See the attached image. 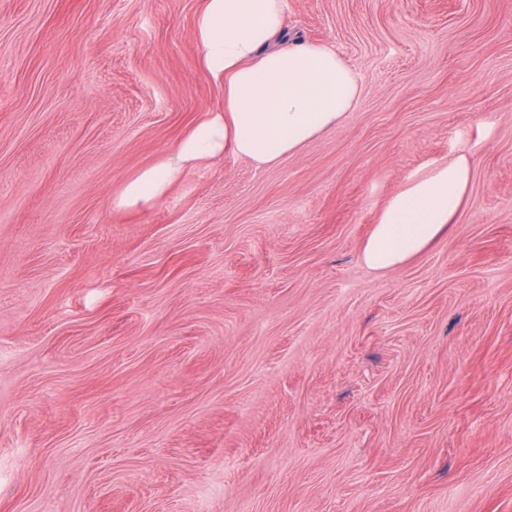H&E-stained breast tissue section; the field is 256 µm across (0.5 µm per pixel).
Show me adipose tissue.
<instances>
[{
  "mask_svg": "<svg viewBox=\"0 0 512 512\" xmlns=\"http://www.w3.org/2000/svg\"><path fill=\"white\" fill-rule=\"evenodd\" d=\"M286 7V0H204L195 23L198 63L223 85L224 108L205 113L169 156L128 182L115 207L154 204L183 171L227 156L274 165L352 110L359 79L334 46L273 48ZM471 174V155L462 152L411 179L387 202L361 247V262L385 272L426 250L451 224Z\"/></svg>",
  "mask_w": 512,
  "mask_h": 512,
  "instance_id": "adipose-tissue-1",
  "label": "adipose tissue"
}]
</instances>
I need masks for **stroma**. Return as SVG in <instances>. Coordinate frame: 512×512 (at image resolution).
<instances>
[{
    "instance_id": "stroma-1",
    "label": "stroma",
    "mask_w": 512,
    "mask_h": 512,
    "mask_svg": "<svg viewBox=\"0 0 512 512\" xmlns=\"http://www.w3.org/2000/svg\"><path fill=\"white\" fill-rule=\"evenodd\" d=\"M204 0H0V512H512V0H288L352 112L113 207L224 89ZM471 153L378 274L388 200ZM471 174V155L461 152L448 164L411 179L387 202L361 247V262L372 271L385 272L426 250L448 230Z\"/></svg>"
}]
</instances>
